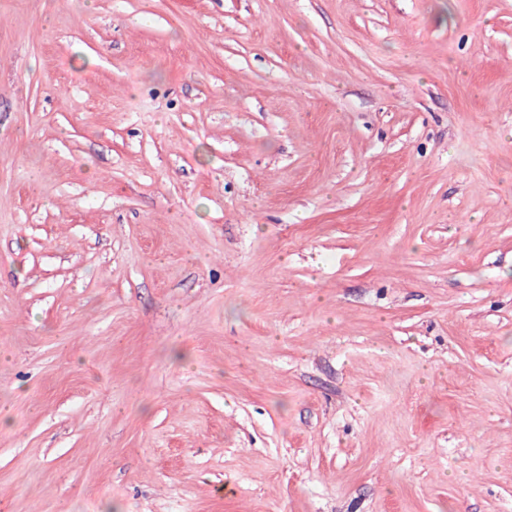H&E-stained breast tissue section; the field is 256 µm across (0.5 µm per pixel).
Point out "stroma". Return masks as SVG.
Segmentation results:
<instances>
[{
    "instance_id": "stroma-1",
    "label": "stroma",
    "mask_w": 512,
    "mask_h": 512,
    "mask_svg": "<svg viewBox=\"0 0 512 512\" xmlns=\"http://www.w3.org/2000/svg\"><path fill=\"white\" fill-rule=\"evenodd\" d=\"M0 512H512V0H0Z\"/></svg>"
}]
</instances>
